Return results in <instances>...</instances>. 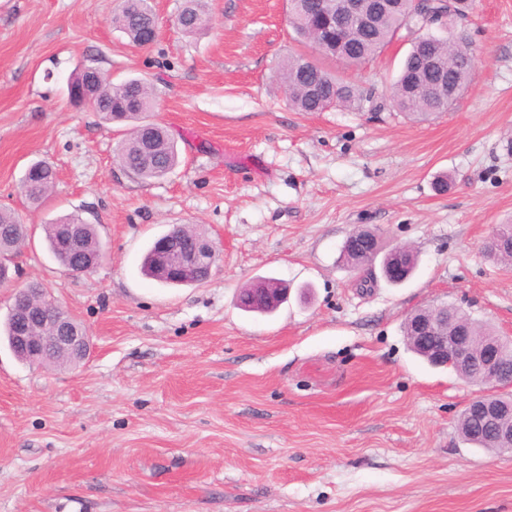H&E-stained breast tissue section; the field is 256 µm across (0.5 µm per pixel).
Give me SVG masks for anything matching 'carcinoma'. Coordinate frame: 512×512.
Instances as JSON below:
<instances>
[{
    "label": "carcinoma",
    "mask_w": 512,
    "mask_h": 512,
    "mask_svg": "<svg viewBox=\"0 0 512 512\" xmlns=\"http://www.w3.org/2000/svg\"><path fill=\"white\" fill-rule=\"evenodd\" d=\"M468 0H431L427 9H443L455 16H465ZM322 0H297L290 5L291 23L306 40L318 33L328 38L321 57L342 60L357 65L383 49L404 25L406 0L393 9L373 15L366 26L350 24L336 34V20L329 17ZM179 25L186 34H197L210 28L206 0H183L178 14ZM112 25L123 32L136 47L149 46V32L156 24L150 0H121L112 16ZM472 50L467 42L438 38L413 44L394 83V98L399 108L411 115L428 116L449 109L454 99L442 100L429 95L431 84L440 80L462 94L471 79ZM279 79L288 93L291 105L300 112H321L331 106L360 107L369 96L358 86L341 80L322 62L303 53H292L279 69ZM157 104L152 83L142 78L125 79L114 83L107 79L92 85L91 108L108 121L132 124L129 137L116 148L119 163L141 181L159 179L178 165L176 143L163 127L148 121V114ZM55 181L53 166L46 161L31 164L22 182V192L29 206L38 208L46 200ZM63 224L79 225L83 258L99 262L102 246L95 225L78 215L64 216L45 225L49 249L56 261L74 275L80 274V260L71 256L60 236ZM29 238V227L12 209L0 208V256H15ZM143 270L156 281L171 285L173 281L161 274L154 262V247L144 257Z\"/></svg>",
    "instance_id": "carcinoma-1"
}]
</instances>
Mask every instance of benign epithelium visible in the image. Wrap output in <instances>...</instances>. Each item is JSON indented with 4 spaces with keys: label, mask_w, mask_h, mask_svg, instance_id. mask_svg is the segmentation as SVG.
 Wrapping results in <instances>:
<instances>
[{
    "label": "benign epithelium",
    "mask_w": 512,
    "mask_h": 512,
    "mask_svg": "<svg viewBox=\"0 0 512 512\" xmlns=\"http://www.w3.org/2000/svg\"><path fill=\"white\" fill-rule=\"evenodd\" d=\"M363 0H339L336 6V27L345 19L366 21L362 11ZM421 0H410L407 18H418L422 28H448V13L436 19L422 15ZM351 249L359 255L360 264L372 259L375 247L362 237L351 240ZM213 245L197 237L181 239L166 237L155 245L156 267L184 281H203L211 274ZM408 277L407 266L398 252L388 257L386 278L400 282ZM475 327L468 320H460L450 312L448 305L439 304L419 309L407 320V338L435 366H455L464 370L462 377L485 385H512V367L501 361L504 341L498 337L478 347L474 343ZM13 349L28 354L29 361L44 364L52 352H65L84 357L90 349V336L75 324L61 308L50 301L35 303L23 301L12 314ZM467 418L476 422L496 440L499 451L512 452V402L492 403L483 397L475 398L465 411Z\"/></svg>",
    "instance_id": "1"
}]
</instances>
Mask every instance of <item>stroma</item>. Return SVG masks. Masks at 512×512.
Wrapping results in <instances>:
<instances>
[{"instance_id": "obj_1", "label": "stroma", "mask_w": 512, "mask_h": 512, "mask_svg": "<svg viewBox=\"0 0 512 512\" xmlns=\"http://www.w3.org/2000/svg\"><path fill=\"white\" fill-rule=\"evenodd\" d=\"M121 0H0V207L31 226L0 288V325L29 282L91 336L86 360L45 367L0 341V512H512V452L466 443L458 422L484 392L410 348V313L441 302L512 336V263L484 251L512 222V0H474L453 33L474 49L452 108L419 120L391 87L411 47L400 30L365 63L328 67L372 94L362 108L300 112L275 72L313 53L288 0H208L211 30L184 34L182 0H151L158 37L129 45ZM113 81L153 80L151 119L180 164L142 183L113 158L126 126L67 102L88 63ZM56 169L28 208L30 163ZM448 187L438 191V177ZM79 213L105 257L74 276L44 224ZM213 242L210 279L144 276L170 225ZM414 248L401 285L370 291L343 261L346 239ZM288 285L271 314L241 290Z\"/></svg>"}]
</instances>
